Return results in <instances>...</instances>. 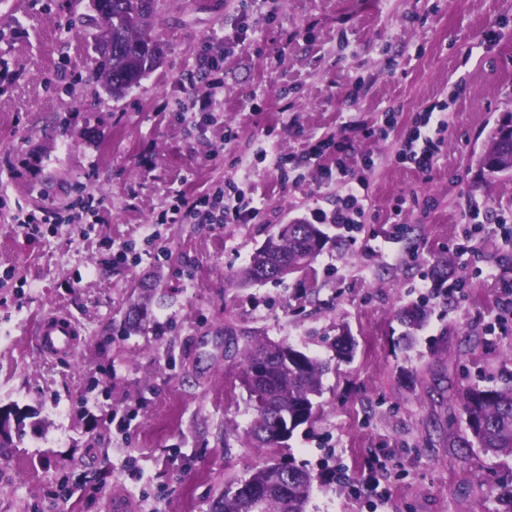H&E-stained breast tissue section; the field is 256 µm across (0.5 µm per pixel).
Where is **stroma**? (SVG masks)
I'll use <instances>...</instances> for the list:
<instances>
[{"label":"stroma","instance_id":"35a3bbf8","mask_svg":"<svg viewBox=\"0 0 512 512\" xmlns=\"http://www.w3.org/2000/svg\"><path fill=\"white\" fill-rule=\"evenodd\" d=\"M84 0H0V407L30 411L0 448V512H211L227 481L294 457L346 483L315 485L307 512H494L493 459L465 443L460 396L512 383V180L478 182L471 156L512 113V0H160L164 63L125 97L90 80ZM220 67L184 87L203 50ZM224 87L221 111L185 124L190 92ZM444 107L431 171L393 159L418 112ZM397 125L372 136L386 113ZM363 179L355 237L330 226L348 177ZM287 155L282 181L261 148ZM373 153L374 169L359 159ZM263 193L247 224L160 223L178 192L230 183ZM483 230L464 247L468 213ZM40 217L27 233L17 216ZM323 224L332 241L285 282L235 274L278 225ZM403 231H395V224ZM132 258L114 262L118 249ZM454 255L457 291L436 293V256ZM160 283L145 329L129 335L133 289ZM429 298L413 348L399 307ZM76 319L67 360L42 355L40 316ZM239 345L284 341L326 361L316 419L286 446L244 441L251 413ZM357 341L351 361L333 343Z\"/></svg>","mask_w":512,"mask_h":512}]
</instances>
